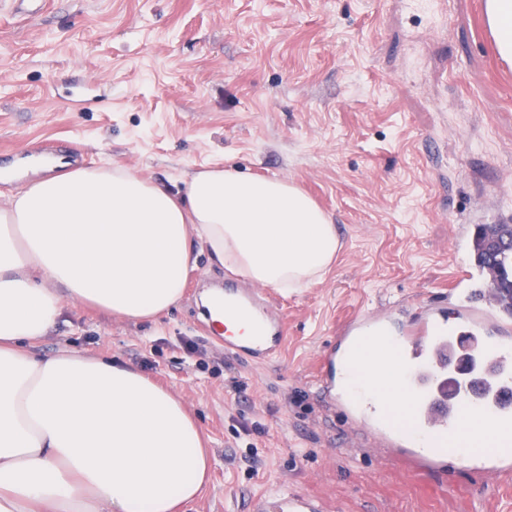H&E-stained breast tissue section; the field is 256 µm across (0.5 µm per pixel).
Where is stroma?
<instances>
[{
    "label": "stroma",
    "mask_w": 512,
    "mask_h": 512,
    "mask_svg": "<svg viewBox=\"0 0 512 512\" xmlns=\"http://www.w3.org/2000/svg\"><path fill=\"white\" fill-rule=\"evenodd\" d=\"M47 141L147 181L286 179L336 226L319 281L268 291L287 327L271 361L209 332L200 296L231 273L202 250L160 321L70 306L34 344L118 359L184 400L211 460L184 512H252L282 488L329 512H512V478L404 476L348 446L312 386L350 317L442 300L457 225L512 224V63L485 0H50L31 17L0 0V148Z\"/></svg>",
    "instance_id": "35a3bbf8"
}]
</instances>
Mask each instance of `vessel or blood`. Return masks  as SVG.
Instances as JSON below:
<instances>
[{"instance_id": "b4317fda", "label": "vessel or blood", "mask_w": 512, "mask_h": 512, "mask_svg": "<svg viewBox=\"0 0 512 512\" xmlns=\"http://www.w3.org/2000/svg\"><path fill=\"white\" fill-rule=\"evenodd\" d=\"M448 288L451 316L430 304L409 319L381 309L348 321L339 340L349 348L371 338L380 348L403 344L405 357L394 367L398 407L413 412L417 425L395 432L379 419L368 392H352L336 372L334 353L322 356L315 390L332 414L348 426L353 445L372 447L405 468L444 475L448 453L435 437L491 434L503 449L493 456H468L472 469L488 478L512 475V309L495 295L488 266L457 265ZM225 322L245 319L252 334L242 339L225 332L224 349L237 356L265 360L282 346L285 321L270 298L256 288L227 283ZM309 494L280 493L254 501L252 512H324Z\"/></svg>"}]
</instances>
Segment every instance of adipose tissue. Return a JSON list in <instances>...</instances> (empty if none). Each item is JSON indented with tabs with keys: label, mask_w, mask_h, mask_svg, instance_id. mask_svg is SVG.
<instances>
[{
	"label": "adipose tissue",
	"mask_w": 512,
	"mask_h": 512,
	"mask_svg": "<svg viewBox=\"0 0 512 512\" xmlns=\"http://www.w3.org/2000/svg\"><path fill=\"white\" fill-rule=\"evenodd\" d=\"M262 288H304L340 247L284 179L189 175L183 194L131 170L43 166L0 206V512H180L210 457L184 401L135 369L30 351L65 307L154 320L182 298L195 248ZM379 402L384 352L360 345Z\"/></svg>",
	"instance_id": "adipose-tissue-1"
}]
</instances>
